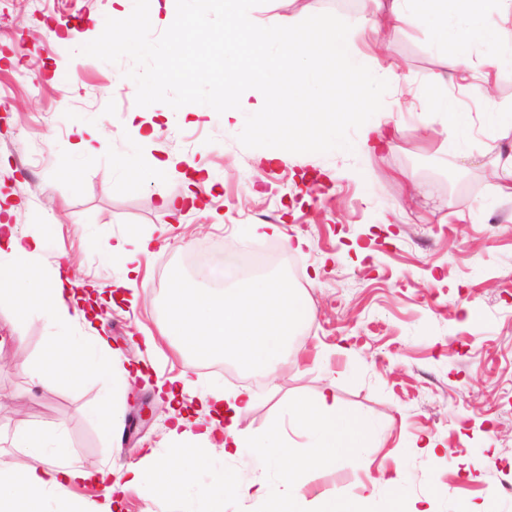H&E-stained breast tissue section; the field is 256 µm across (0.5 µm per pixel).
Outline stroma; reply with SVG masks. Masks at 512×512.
Wrapping results in <instances>:
<instances>
[{
	"label": "stroma",
	"mask_w": 512,
	"mask_h": 512,
	"mask_svg": "<svg viewBox=\"0 0 512 512\" xmlns=\"http://www.w3.org/2000/svg\"><path fill=\"white\" fill-rule=\"evenodd\" d=\"M389 0H258L257 16L269 34L294 26L298 37L316 34V19L370 21ZM112 0H0V203L13 207L20 235L46 224L43 265L64 260L104 293L124 274L107 253L117 241L150 239L139 255L137 292H119L112 312L98 322L120 355V365L145 372L138 398L154 416L144 432L124 430L111 440L97 415L112 385L108 373L87 371L75 382L40 384L30 372L53 334L38 313L0 309V390L25 398L27 420L64 429L69 452L121 475L149 466L142 451L172 455L169 420L157 385L181 374L195 382L177 393L189 432L209 417L201 389H249L252 406L240 429L260 436L275 423L291 425L289 404L332 390L340 404L370 424L373 443L333 468L312 470L299 492L307 512L325 498L388 512L384 475L400 474L406 499H430L433 512H465L490 504L512 512V200L499 196L487 171L512 153V131L496 149L473 133L468 155L450 157L441 119L430 113L399 115L400 133L385 131L369 151L348 147L312 150L296 145L289 158L266 161L278 145L253 126H224L222 110L181 122L185 85L157 79L161 52L181 56L194 36L171 46L162 27L136 16L116 17ZM433 31L405 27L378 35L379 54L398 65L413 94L426 97L427 74L442 70ZM336 56L321 55L316 69L294 75L275 99L281 113L326 112L356 140L357 104L311 95ZM163 99L148 150L173 161L191 158L215 178L197 189V210L172 216L158 206L184 184L164 176L123 172L139 146L127 118L149 100ZM93 128L100 150L73 156L79 126ZM318 177L314 192L302 177ZM278 233L254 235L259 221ZM304 239L301 250L291 241ZM264 253V271L286 269L311 316L290 338L287 366L272 373L247 371L226 358H194L178 337H163L162 300L173 267L207 288L194 255L250 260ZM155 337L157 350L146 339ZM441 452L427 458L426 439ZM196 480L229 474L237 483L255 475L250 449L232 460L196 464ZM180 497L149 486L129 487L118 512H180Z\"/></svg>",
	"instance_id": "obj_1"
}]
</instances>
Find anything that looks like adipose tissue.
<instances>
[{
  "instance_id": "obj_1",
  "label": "adipose tissue",
  "mask_w": 512,
  "mask_h": 512,
  "mask_svg": "<svg viewBox=\"0 0 512 512\" xmlns=\"http://www.w3.org/2000/svg\"><path fill=\"white\" fill-rule=\"evenodd\" d=\"M208 0H150L147 19L162 24L171 43H179L186 31L206 25ZM257 0H224V28L211 33L207 43L224 51V85L232 94L224 103V124L236 127L245 123L262 129L301 128L306 115L289 113L281 117L273 107L274 82H267L263 91L256 92L241 85L240 76L246 67H264L272 58L283 59L289 70L299 73L310 70L317 58L310 49L298 47L289 29H281L276 37H269L256 15ZM512 18V0H391V6L373 26L361 21L337 18L321 25L323 34L334 46L344 81L362 89L363 102L354 115L364 137L360 147H368L369 133L389 122L395 110L394 103L385 101V88L399 85L401 78L392 63H368L356 42L365 38L367 30H390L404 25L427 28L437 34L436 46L446 61L444 70L432 73L426 79L429 94L422 111L438 112L446 122L448 153L453 157L465 154L464 144L469 127L462 113L456 110V100L450 88L456 79L469 76L472 93L489 102L483 113V129L490 141H497L505 126H512V111L488 99L491 86L504 71L512 70V27L498 28L482 57H475V35L489 26L488 12ZM46 248L44 237H18L16 227L0 223V270L10 274L14 285L0 289V306L18 312L35 308L55 330L44 353L47 368L41 382H50L53 375L69 364L79 369L93 367L111 373L112 387L101 398L98 416L110 436H118L122 427V401L130 389L126 377L116 374V355L109 341L92 332L87 314L72 292V282L60 266L50 268L40 263ZM206 407L215 409L226 418V427L208 425L194 435H187L183 420H176L168 428L171 444L182 453L173 461L164 463L167 478L163 491L181 494L192 478L196 456L232 458L242 449H251L258 459L261 472L248 485L241 486L226 479L198 487L186 499L184 512H215L216 505L226 495L234 494L269 505L286 504L287 512H303L302 501L295 492L303 486L307 474L315 468H329L338 457L358 455L372 440L362 422L352 418L331 391H323L313 402L296 406L300 430L306 438L303 451H296L285 429L274 426L264 436L253 438L238 427L239 414L248 409L253 396L239 391L224 395L218 388L203 394ZM15 439L23 448L26 463L0 468V512H93L87 504L68 497V488L75 483L93 481L102 485L105 496H112L127 484L151 485L155 470L133 465L120 478H113L111 470L71 463L63 449L64 432L47 433L14 423Z\"/></svg>"
}]
</instances>
